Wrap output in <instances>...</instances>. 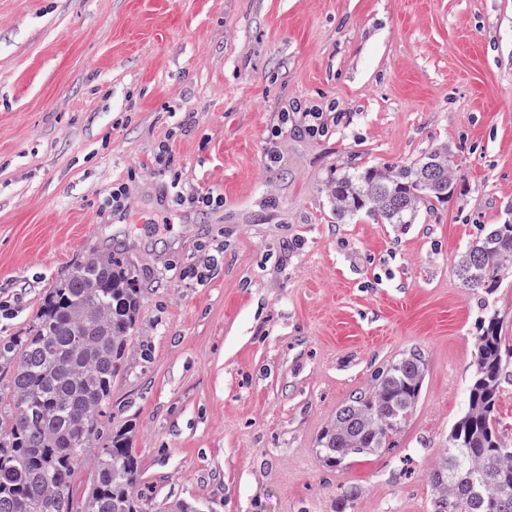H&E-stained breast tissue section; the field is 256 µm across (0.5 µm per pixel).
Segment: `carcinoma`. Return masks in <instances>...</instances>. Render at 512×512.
I'll use <instances>...</instances> for the list:
<instances>
[{"instance_id":"obj_1","label":"carcinoma","mask_w":512,"mask_h":512,"mask_svg":"<svg viewBox=\"0 0 512 512\" xmlns=\"http://www.w3.org/2000/svg\"><path fill=\"white\" fill-rule=\"evenodd\" d=\"M458 178L454 153L442 143L414 161L333 174L324 191L338 224L363 217L412 224L448 201ZM453 268L468 290L495 293L512 272V224L477 225ZM139 311L134 271L110 252L93 255L48 293L29 336L3 349L11 385L0 393V512H145L132 429L107 434L101 423ZM511 367L512 338L493 313L476 336L465 410L429 475L432 512H512V445L497 418ZM424 379L417 352L379 369L372 389L341 404L320 434L322 463L339 468L395 447ZM83 460L95 475L76 507L71 482Z\"/></svg>"}]
</instances>
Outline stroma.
I'll return each instance as SVG.
<instances>
[{
  "label": "stroma",
  "mask_w": 512,
  "mask_h": 512,
  "mask_svg": "<svg viewBox=\"0 0 512 512\" xmlns=\"http://www.w3.org/2000/svg\"><path fill=\"white\" fill-rule=\"evenodd\" d=\"M440 143L448 202L333 222L334 171ZM162 145L185 197L152 173ZM510 219L512 0H0V347L120 252L142 303L102 420L133 427L148 512H337L348 490L351 512H432L479 321L512 334V275L476 294L453 261ZM412 351L395 448L325 467L337 407Z\"/></svg>",
  "instance_id": "1"
}]
</instances>
